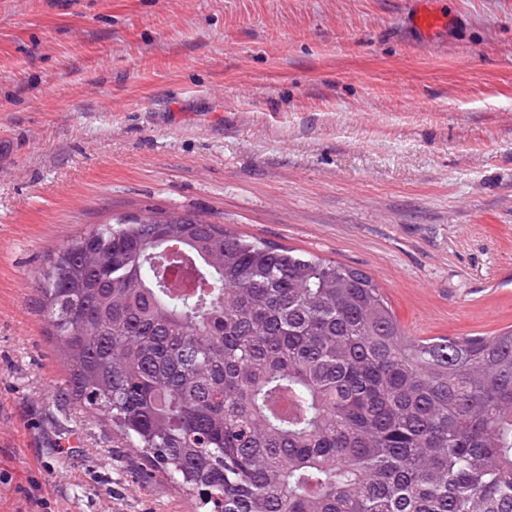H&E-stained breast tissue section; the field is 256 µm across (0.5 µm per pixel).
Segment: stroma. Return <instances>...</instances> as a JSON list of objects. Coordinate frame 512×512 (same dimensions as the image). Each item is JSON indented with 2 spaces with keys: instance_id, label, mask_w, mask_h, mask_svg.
Segmentation results:
<instances>
[{
  "instance_id": "stroma-1",
  "label": "stroma",
  "mask_w": 512,
  "mask_h": 512,
  "mask_svg": "<svg viewBox=\"0 0 512 512\" xmlns=\"http://www.w3.org/2000/svg\"><path fill=\"white\" fill-rule=\"evenodd\" d=\"M0 0V512H196L78 403L34 283L191 211L369 275L419 338L512 328V0Z\"/></svg>"
}]
</instances>
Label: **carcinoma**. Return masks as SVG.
<instances>
[{"instance_id":"1","label":"carcinoma","mask_w":512,"mask_h":512,"mask_svg":"<svg viewBox=\"0 0 512 512\" xmlns=\"http://www.w3.org/2000/svg\"><path fill=\"white\" fill-rule=\"evenodd\" d=\"M80 404L200 512H512V330L417 338L360 270L186 212L52 251Z\"/></svg>"}]
</instances>
